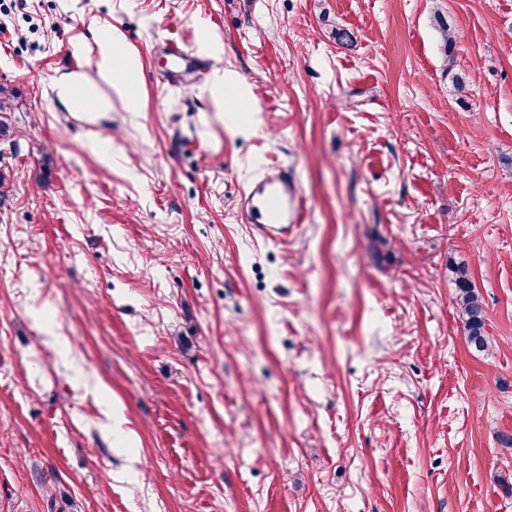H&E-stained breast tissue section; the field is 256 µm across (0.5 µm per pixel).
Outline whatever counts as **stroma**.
<instances>
[{
  "label": "stroma",
  "instance_id": "stroma-1",
  "mask_svg": "<svg viewBox=\"0 0 512 512\" xmlns=\"http://www.w3.org/2000/svg\"><path fill=\"white\" fill-rule=\"evenodd\" d=\"M169 38L224 52L168 81ZM0 87V512H512V0H0ZM437 26L444 46L446 72L449 74L454 70L456 55L454 50L458 39L456 29L448 24V20L440 13L435 14ZM122 44L118 39L105 38L98 46V66L104 75L119 72L122 78L121 88L125 91L130 107L136 111L138 101L135 95L138 65L133 56L124 52L117 53V47ZM241 212L259 234L276 239L302 223L300 186L286 169L264 172L242 193ZM457 286V303L460 317L464 324V332L469 346L477 352H486L489 340L484 333V310L479 294L471 285L467 270L458 266L454 270Z\"/></svg>",
  "mask_w": 512,
  "mask_h": 512
}]
</instances>
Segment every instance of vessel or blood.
I'll return each instance as SVG.
<instances>
[{
  "label": "vessel or blood",
  "instance_id": "b4317fda",
  "mask_svg": "<svg viewBox=\"0 0 512 512\" xmlns=\"http://www.w3.org/2000/svg\"><path fill=\"white\" fill-rule=\"evenodd\" d=\"M241 212L259 234L276 239L303 220L300 186L286 169L265 172L242 193Z\"/></svg>",
  "mask_w": 512,
  "mask_h": 512
}]
</instances>
